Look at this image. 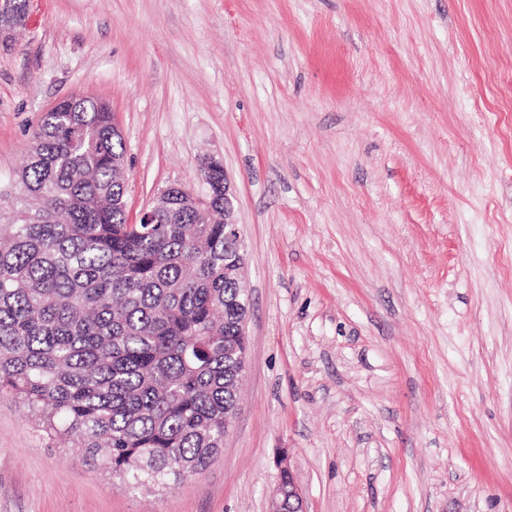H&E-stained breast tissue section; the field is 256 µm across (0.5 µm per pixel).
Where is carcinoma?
<instances>
[{
    "instance_id": "carcinoma-1",
    "label": "carcinoma",
    "mask_w": 512,
    "mask_h": 512,
    "mask_svg": "<svg viewBox=\"0 0 512 512\" xmlns=\"http://www.w3.org/2000/svg\"><path fill=\"white\" fill-rule=\"evenodd\" d=\"M112 112L79 94L44 113L26 164L0 184V398L129 486L202 473L238 406L242 306L211 212L132 224Z\"/></svg>"
}]
</instances>
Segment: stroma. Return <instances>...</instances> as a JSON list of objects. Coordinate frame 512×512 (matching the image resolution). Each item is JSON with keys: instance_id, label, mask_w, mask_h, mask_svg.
I'll list each match as a JSON object with an SVG mask.
<instances>
[{"instance_id": "stroma-1", "label": "stroma", "mask_w": 512, "mask_h": 512, "mask_svg": "<svg viewBox=\"0 0 512 512\" xmlns=\"http://www.w3.org/2000/svg\"><path fill=\"white\" fill-rule=\"evenodd\" d=\"M0 177L50 106L107 104L130 222L233 190L250 299L223 449L151 493L0 400V512H512V0H28ZM277 476L271 491L272 512H306L303 506V498L296 485L295 479L288 467L287 459L281 457L277 461ZM284 471L288 473L280 476Z\"/></svg>"}]
</instances>
